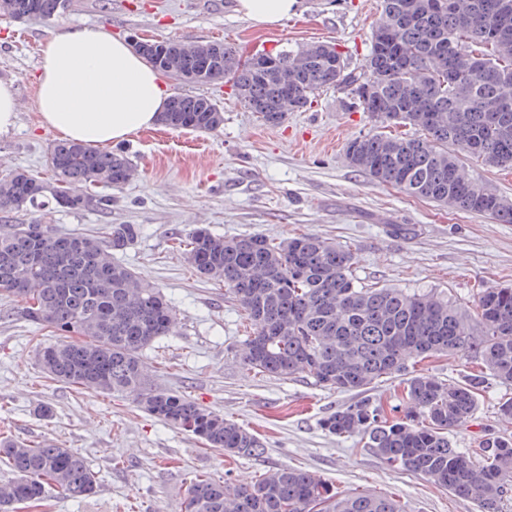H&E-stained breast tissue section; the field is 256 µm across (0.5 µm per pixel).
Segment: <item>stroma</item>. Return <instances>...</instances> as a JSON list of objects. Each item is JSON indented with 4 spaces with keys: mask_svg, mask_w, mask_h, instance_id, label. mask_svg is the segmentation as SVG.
Returning a JSON list of instances; mask_svg holds the SVG:
<instances>
[{
    "mask_svg": "<svg viewBox=\"0 0 512 512\" xmlns=\"http://www.w3.org/2000/svg\"><path fill=\"white\" fill-rule=\"evenodd\" d=\"M381 0H302L298 14L273 26L236 11V0H68L48 20L0 16V79L17 86L16 128L0 135V175L27 170L51 179L58 132L43 127L34 81L43 42L64 27L101 26L131 39L221 41L244 52L323 41L349 71L362 73ZM170 93L205 95L224 112L212 132L160 125L121 140L138 175L112 189V204L70 211H20L8 224L52 225L61 235L97 234L111 224L139 227L118 262L145 288L161 290L176 314L171 332L144 349L149 382L250 428L265 442L258 457L233 458L148 415L134 395L75 391L46 378L38 351L53 343L0 297V432L23 442H54L81 454L97 477L95 493L74 499L49 489L33 512H178L195 474L234 490L266 471L303 468L341 494L394 496L403 512H481L421 476L388 465L357 436L336 437L323 417L357 400L298 374L259 377L240 359L249 325L231 294L200 278L178 242L197 226L216 235L285 240L312 234L350 249L365 284L448 295L472 310L477 287H512V224L406 196L352 168L347 143L380 124L354 107L343 86L319 90L310 107L264 124L229 83L167 78ZM512 385L489 381L453 447L476 454L484 439L512 434L498 406ZM53 409L38 414L40 405Z\"/></svg>",
    "mask_w": 512,
    "mask_h": 512,
    "instance_id": "1",
    "label": "stroma"
}]
</instances>
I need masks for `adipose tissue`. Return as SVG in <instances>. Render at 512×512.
Instances as JSON below:
<instances>
[{"label":"adipose tissue","mask_w":512,"mask_h":512,"mask_svg":"<svg viewBox=\"0 0 512 512\" xmlns=\"http://www.w3.org/2000/svg\"><path fill=\"white\" fill-rule=\"evenodd\" d=\"M299 7V0L236 2L239 13L264 25L280 23ZM36 85L42 125L93 146L150 128L169 97L162 73L102 27L68 28L46 40Z\"/></svg>","instance_id":"adipose-tissue-1"}]
</instances>
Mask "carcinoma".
Here are the masks:
<instances>
[{
    "instance_id": "cac0c4a2",
    "label": "carcinoma",
    "mask_w": 512,
    "mask_h": 512,
    "mask_svg": "<svg viewBox=\"0 0 512 512\" xmlns=\"http://www.w3.org/2000/svg\"><path fill=\"white\" fill-rule=\"evenodd\" d=\"M382 0L383 22L371 34L365 71L347 70L327 43L275 54L278 66H249L220 42L152 41L140 55L162 73L194 84L231 83L237 99L269 125L311 104L320 89L344 85L354 104L382 127L411 126L419 135L375 132L351 140L346 157L356 171L408 197L512 224V200L464 177L462 159L512 168V0ZM67 0H0L18 19H49ZM209 61L195 72L197 61ZM224 122L209 97L176 93L160 123L209 132ZM55 182L13 171L0 177V213L80 210L107 205L98 187L119 188L134 176L124 152L61 140L50 148ZM16 224L0 232V297L21 304L25 317L51 329L57 343L40 351L46 373L60 382L105 394L133 392L149 415L238 457L264 453L260 439L186 396L146 386L141 351L165 336L173 309L159 292L137 287L113 255L137 236L133 224H114L102 237L60 236L52 225ZM190 263L224 286L252 332L243 363L266 376L304 373L321 388L366 392L401 377L403 414L364 397L324 418L337 437L359 436L389 464L420 475L453 495L500 512L512 488V435L486 439L475 457L454 448L449 434L476 410L488 377L512 384V288H480L467 313L435 292L376 287L354 276V254L333 242L300 234L288 241L253 235L224 238L198 228L182 241ZM466 353L479 371L446 383L414 368L428 358ZM413 370H408V367ZM0 466L14 478L0 487V512L37 507L47 488L69 497L95 491L84 458L50 443L0 437ZM179 512H402L392 496L336 495L318 475L280 468L228 491L198 474Z\"/></svg>"
}]
</instances>
